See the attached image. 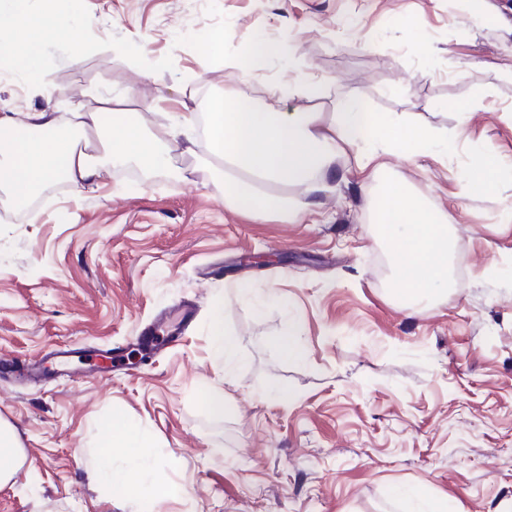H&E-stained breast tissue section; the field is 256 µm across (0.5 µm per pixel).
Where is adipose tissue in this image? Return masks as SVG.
<instances>
[{"label":"adipose tissue","instance_id":"ef3b65f1","mask_svg":"<svg viewBox=\"0 0 512 512\" xmlns=\"http://www.w3.org/2000/svg\"><path fill=\"white\" fill-rule=\"evenodd\" d=\"M0 0V30L15 33L20 23L35 27L61 13L62 0ZM279 45L256 40L232 59L243 79L209 105L206 134L211 159L223 162L231 173L224 178V203L254 218L281 215L295 222L319 197L329 192L336 178L338 153L355 151L358 160L372 161L379 150L409 151L433 141L432 131L398 118L365 111L359 100L347 98L337 105L329 123L318 113L282 111L278 98L257 102L248 78L258 61L279 55ZM124 97L102 98L99 108L75 112L71 133H64L62 114L42 109L27 113L17 123L9 112L0 113V187L13 197L35 191L42 183L62 175L76 188L100 186L113 167L131 161L151 167L166 164L165 148L175 132L194 127V112H174L168 125L143 131L133 113L124 111ZM22 134H15V127ZM106 139L108 160L93 163L88 153L93 136ZM302 187L305 202L288 195L289 187ZM380 236L389 244L396 263L394 295L412 303L432 298L448 273L447 225L441 215L413 197L401 184H388L378 202ZM106 446L96 462L98 478L105 484L128 490L138 485L150 459L148 435L121 417L105 426ZM120 451L125 466L112 462Z\"/></svg>","mask_w":512,"mask_h":512}]
</instances>
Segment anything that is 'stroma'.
I'll return each mask as SVG.
<instances>
[{"instance_id":"35a3bbf8","label":"stroma","mask_w":512,"mask_h":512,"mask_svg":"<svg viewBox=\"0 0 512 512\" xmlns=\"http://www.w3.org/2000/svg\"><path fill=\"white\" fill-rule=\"evenodd\" d=\"M78 0L77 23L44 42L34 82L0 62V113L127 91L145 127L168 124L159 96L190 77V107L239 83L227 64L251 41L280 58L251 77L266 97L290 72L321 99L285 98L329 122L340 100L431 128L448 151L387 153L382 169L338 155L333 189L301 222L255 219L224 205V181L198 160L204 130L170 142L166 168L118 167L109 184H44L0 212V355L76 349L71 374L35 385L0 380V419L23 449L0 512H410L395 487H422L450 512H512V9L479 0ZM224 34V55L199 37ZM163 77L144 76L145 60ZM489 158L487 192L464 171ZM405 182L447 219L444 298L403 305L378 236L382 185ZM249 282L253 296L236 287ZM191 303L177 344L110 379L84 374L85 351L123 344L156 316ZM239 341L225 373L210 314ZM295 329L301 361L277 345ZM285 387L288 397L268 391ZM224 392L214 412L203 397ZM121 416L152 440L136 495L102 484V421ZM182 485L157 499L154 484Z\"/></svg>"}]
</instances>
